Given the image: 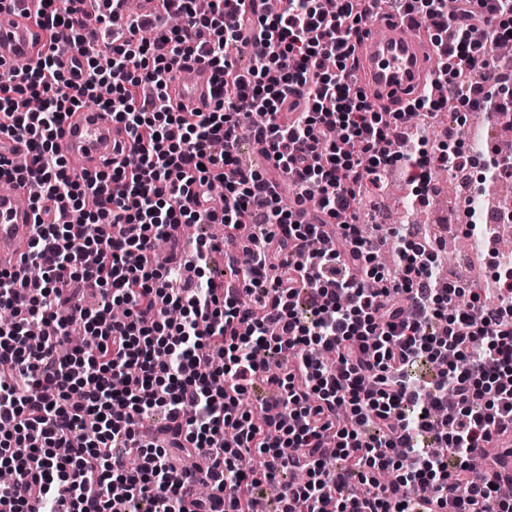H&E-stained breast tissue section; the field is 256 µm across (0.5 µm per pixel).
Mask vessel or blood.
I'll return each instance as SVG.
<instances>
[{
	"label": "vessel or blood",
	"instance_id": "obj_1",
	"mask_svg": "<svg viewBox=\"0 0 512 512\" xmlns=\"http://www.w3.org/2000/svg\"><path fill=\"white\" fill-rule=\"evenodd\" d=\"M24 6L25 0H0V72L36 58L42 49L43 33L24 17ZM371 9L374 17L363 27L357 47V76L374 101L395 109L431 86L435 77L431 48L415 21L383 24L377 19L379 0H373ZM191 71V78L175 77L170 94L185 111H208L215 103L213 74L201 65ZM129 145L124 129L100 109L75 112L56 138L59 153L74 160L77 169L89 171L110 168L117 158L116 147ZM29 190L24 184L0 191V270L18 269L21 257L31 251L35 217L21 202Z\"/></svg>",
	"mask_w": 512,
	"mask_h": 512
}]
</instances>
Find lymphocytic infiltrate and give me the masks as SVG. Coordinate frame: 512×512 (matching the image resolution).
Instances as JSON below:
<instances>
[{
  "label": "lymphocytic infiltrate",
  "instance_id": "f902f5d3",
  "mask_svg": "<svg viewBox=\"0 0 512 512\" xmlns=\"http://www.w3.org/2000/svg\"><path fill=\"white\" fill-rule=\"evenodd\" d=\"M126 15L74 74L57 64L68 30L83 53L85 0H31L44 33L34 64L0 79V135L26 167L0 162V183L33 185L37 222L20 271H0V512H258L257 486L277 484V512H512L501 493L512 462V258L467 212L493 272L484 287L436 276L441 252L408 225L366 234L357 212L383 173L404 162L412 206L436 191L432 169L453 150L381 151L413 117L512 110V66L471 34L512 39V0H383L442 40L452 66L406 109H374L350 67L368 0H158ZM254 64L240 69L237 56ZM209 67L208 112L168 105L189 64ZM111 112L132 148L112 169L71 173L54 143L84 100ZM271 172L242 166L243 138ZM224 185V203L211 191ZM295 193L285 206L281 186ZM320 206L295 221L310 194ZM247 231L248 261L224 259L242 285L207 275L221 245L196 239L182 262L178 228ZM172 254L154 261L158 241ZM397 258L395 274L380 264ZM102 303L83 304V285ZM91 339L77 349L72 333ZM274 391L254 422L240 400ZM164 426L143 438L142 422ZM335 462L326 465L325 449Z\"/></svg>",
  "mask_w": 512,
  "mask_h": 512
}]
</instances>
